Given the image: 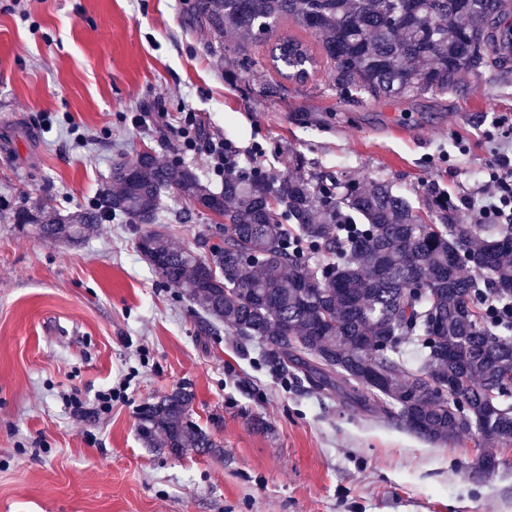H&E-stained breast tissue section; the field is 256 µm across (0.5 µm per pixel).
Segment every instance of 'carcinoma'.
<instances>
[{"label": "carcinoma", "instance_id": "carcinoma-1", "mask_svg": "<svg viewBox=\"0 0 512 512\" xmlns=\"http://www.w3.org/2000/svg\"><path fill=\"white\" fill-rule=\"evenodd\" d=\"M191 25L213 36L210 55L243 69L224 31L272 42L268 66L304 82L319 61L276 33L289 19L317 39L336 91L356 99L442 96L485 68L512 64V0H188ZM278 178L260 165L224 176L217 188L195 168L144 151L112 167L95 200L65 214L22 205L13 221L45 239L79 243L108 219L158 224L167 194L216 214L223 241L202 256L157 231L138 249L156 274L205 313L197 335L224 330L263 346L269 371L303 375L319 390L368 402L410 433L437 444L476 435L490 475L497 448L512 447V323L479 302L469 267L512 304V228L456 224L445 196L439 223L384 182L342 186L302 173ZM355 225L339 228L341 218ZM421 361L408 367L406 344ZM195 394L179 387L138 413L140 437L174 455L221 457L223 444L192 419Z\"/></svg>", "mask_w": 512, "mask_h": 512}]
</instances>
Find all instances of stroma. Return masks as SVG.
Returning a JSON list of instances; mask_svg holds the SVG:
<instances>
[{
	"mask_svg": "<svg viewBox=\"0 0 512 512\" xmlns=\"http://www.w3.org/2000/svg\"><path fill=\"white\" fill-rule=\"evenodd\" d=\"M189 30L184 0H0V512H512V447L473 479L470 435L431 444L307 382L265 367L260 348L196 333L198 308L139 252L141 224L107 221L79 245L13 224L22 200L68 211L91 203L116 158L148 150L202 168L144 112L210 138L275 175L305 169L383 181L421 211L475 190L512 141V70L464 78L441 99L357 101L321 66L262 99L230 81ZM261 156H253V145ZM163 231L207 253L212 217ZM128 380L123 400L96 397ZM250 393H242V383ZM193 419L224 443L216 460L146 447L138 412L177 387ZM77 395L76 418L65 403Z\"/></svg>",
	"mask_w": 512,
	"mask_h": 512,
	"instance_id": "obj_1",
	"label": "stroma"
}]
</instances>
